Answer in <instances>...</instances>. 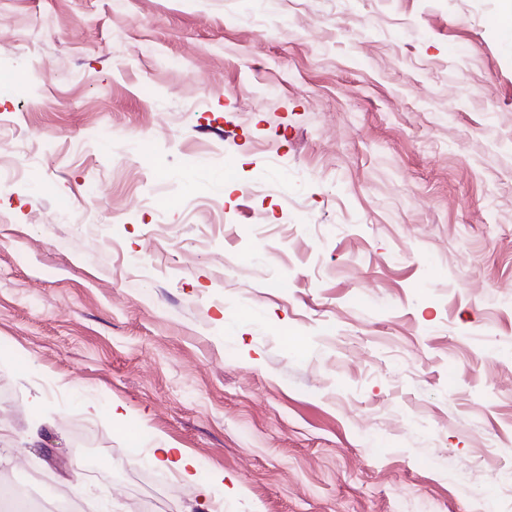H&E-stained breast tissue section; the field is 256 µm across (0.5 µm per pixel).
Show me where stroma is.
<instances>
[{
	"instance_id": "1",
	"label": "stroma",
	"mask_w": 512,
	"mask_h": 512,
	"mask_svg": "<svg viewBox=\"0 0 512 512\" xmlns=\"http://www.w3.org/2000/svg\"><path fill=\"white\" fill-rule=\"evenodd\" d=\"M500 11L0 0V486L512 512ZM160 457L151 456L150 461L158 466L172 468L185 479L194 480L197 477L196 466L193 459L177 448H158Z\"/></svg>"
}]
</instances>
